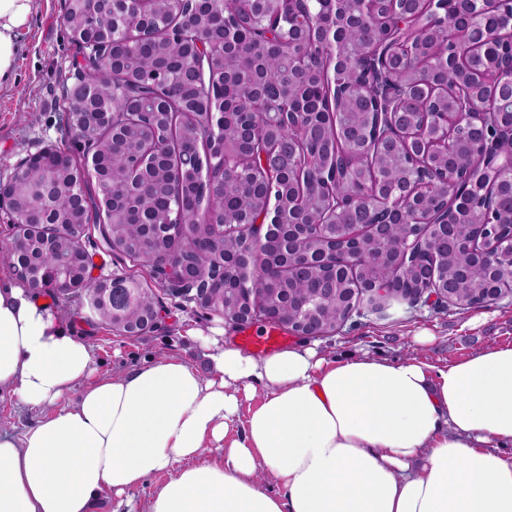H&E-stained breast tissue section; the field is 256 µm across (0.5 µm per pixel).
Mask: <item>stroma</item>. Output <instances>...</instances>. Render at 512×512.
<instances>
[{
  "label": "stroma",
  "mask_w": 512,
  "mask_h": 512,
  "mask_svg": "<svg viewBox=\"0 0 512 512\" xmlns=\"http://www.w3.org/2000/svg\"><path fill=\"white\" fill-rule=\"evenodd\" d=\"M63 7L64 0H35L29 26L19 35L15 80L0 90V181L9 179L18 161L37 151L42 142L60 139L61 86L76 54L61 22ZM155 292L163 305L162 316L155 328L139 336L89 324L88 308L72 309L68 320L73 333L91 345L98 374L126 371L169 355L202 363L198 340L187 334L191 328L206 333L219 326L225 335L237 337V327L223 318L163 287ZM422 329L433 334L431 344L415 342ZM316 342L337 361L365 352L397 362L419 358L441 367L491 345L512 344V297L466 311L395 302L384 314L353 317L341 330L317 337Z\"/></svg>",
  "instance_id": "35a3bbf8"
}]
</instances>
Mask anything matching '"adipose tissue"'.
<instances>
[{"label": "adipose tissue", "mask_w": 512, "mask_h": 512, "mask_svg": "<svg viewBox=\"0 0 512 512\" xmlns=\"http://www.w3.org/2000/svg\"><path fill=\"white\" fill-rule=\"evenodd\" d=\"M34 0H0V88ZM198 367L171 355L96 375L49 301L0 272V393L48 408L0 429V512H512V346L433 370L300 341L246 355L223 329ZM262 388L240 411L241 393Z\"/></svg>", "instance_id": "1"}]
</instances>
